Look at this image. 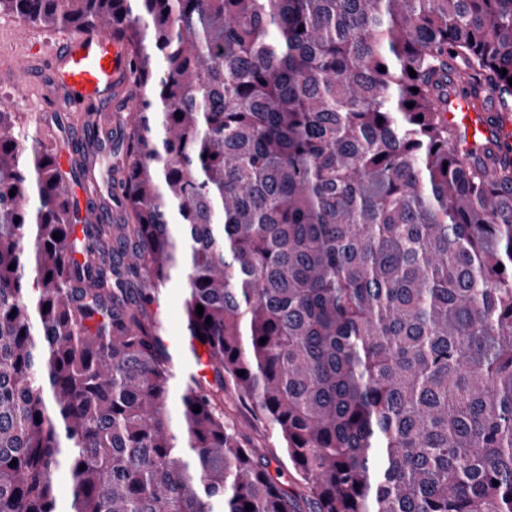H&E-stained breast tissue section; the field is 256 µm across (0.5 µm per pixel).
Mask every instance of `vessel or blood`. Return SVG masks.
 Here are the masks:
<instances>
[{
	"instance_id": "1",
	"label": "vessel or blood",
	"mask_w": 512,
	"mask_h": 512,
	"mask_svg": "<svg viewBox=\"0 0 512 512\" xmlns=\"http://www.w3.org/2000/svg\"><path fill=\"white\" fill-rule=\"evenodd\" d=\"M132 52L125 42L100 29L67 35L48 56H15L0 61V77L23 75L26 82L41 81L54 90L60 112H99L111 103L115 90L129 75ZM445 117L448 122L473 130L482 125V112L471 98L452 91ZM83 219L103 218L99 188L84 184Z\"/></svg>"
}]
</instances>
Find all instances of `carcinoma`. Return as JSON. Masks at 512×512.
Instances as JSON below:
<instances>
[{"instance_id":"1","label":"carcinoma","mask_w":512,"mask_h":512,"mask_svg":"<svg viewBox=\"0 0 512 512\" xmlns=\"http://www.w3.org/2000/svg\"><path fill=\"white\" fill-rule=\"evenodd\" d=\"M2 12L127 42L135 107L129 223L79 237L0 101V512H62L60 471L68 512H301L229 391L308 512H512V139L464 161L439 111L455 89L512 117V0ZM176 273L213 380L188 373L174 419L148 305ZM269 471L274 476L281 487L292 495H301L303 488L298 481L297 475L291 467L285 468L280 466L275 460L270 457Z\"/></svg>"}]
</instances>
